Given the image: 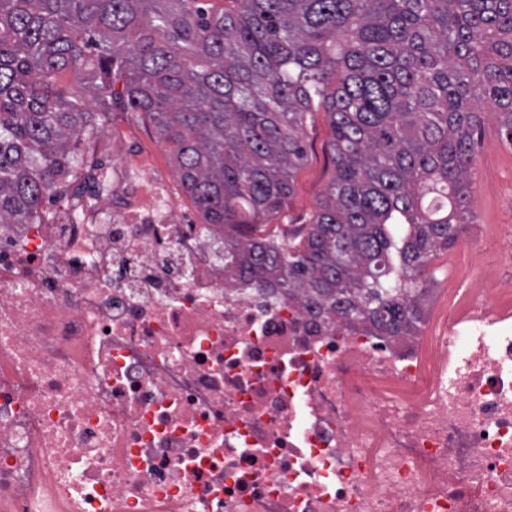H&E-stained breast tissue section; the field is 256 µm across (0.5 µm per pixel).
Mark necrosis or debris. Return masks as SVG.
I'll return each mask as SVG.
<instances>
[{
	"instance_id": "1",
	"label": "necrosis or debris",
	"mask_w": 512,
	"mask_h": 512,
	"mask_svg": "<svg viewBox=\"0 0 512 512\" xmlns=\"http://www.w3.org/2000/svg\"><path fill=\"white\" fill-rule=\"evenodd\" d=\"M409 336L336 328L171 202L0 237V512H512V225Z\"/></svg>"
}]
</instances>
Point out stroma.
Segmentation results:
<instances>
[{"instance_id":"1","label":"stroma","mask_w":512,"mask_h":512,"mask_svg":"<svg viewBox=\"0 0 512 512\" xmlns=\"http://www.w3.org/2000/svg\"><path fill=\"white\" fill-rule=\"evenodd\" d=\"M102 133L96 141L76 146L84 162H97L113 192L115 213L127 208L147 206L153 193H162L182 218L191 224L203 223L201 210L184 190L175 174V162L152 124L137 118L124 107L100 116ZM306 157L296 173L293 193L286 212L294 222L307 219L318 207L333 176L328 144L331 140L329 119L324 111L308 115L304 125ZM472 224L481 245L494 246V227L512 224V144L503 140L499 122L490 106L482 108V122L469 176ZM475 263L468 239H458L431 261L435 279L424 310L425 317L435 316L447 303L449 289L459 287Z\"/></svg>"}]
</instances>
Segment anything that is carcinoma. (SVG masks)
<instances>
[{"label": "carcinoma", "mask_w": 512, "mask_h": 512, "mask_svg": "<svg viewBox=\"0 0 512 512\" xmlns=\"http://www.w3.org/2000/svg\"><path fill=\"white\" fill-rule=\"evenodd\" d=\"M211 2L0 0V226L33 223L76 172L74 145L99 131L90 109L109 111L119 80L224 225L240 278H275L340 330H417L428 266L469 223L476 104L512 144V0ZM320 108L333 176L308 231L285 238L267 225Z\"/></svg>", "instance_id": "obj_1"}]
</instances>
